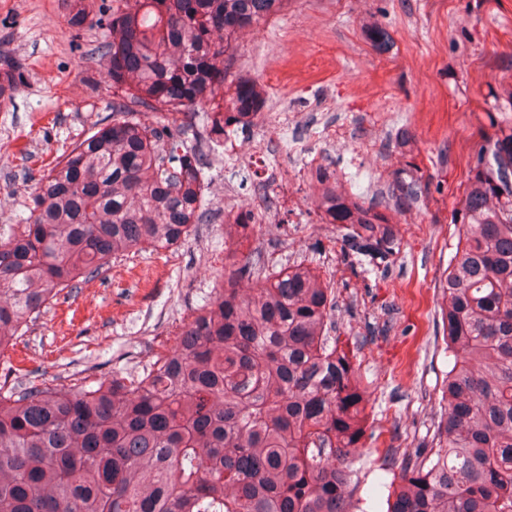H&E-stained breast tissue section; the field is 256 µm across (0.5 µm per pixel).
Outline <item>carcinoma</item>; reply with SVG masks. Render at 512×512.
Returning <instances> with one entry per match:
<instances>
[{"mask_svg": "<svg viewBox=\"0 0 512 512\" xmlns=\"http://www.w3.org/2000/svg\"><path fill=\"white\" fill-rule=\"evenodd\" d=\"M284 0H102L109 71L123 118L84 138L36 182L32 221L0 232V353L66 288L136 248L175 247L203 223L200 157L177 115L208 112L222 143L259 115L254 81H224L231 36ZM27 82L0 53V103ZM165 113L141 126L137 108ZM479 133L468 187L452 216L458 241L445 274L450 369L431 448L382 478L385 512H512V127ZM316 213L340 228L338 259L385 275L400 251L377 205L336 192L318 166ZM428 184L414 165L393 174L386 207L417 208ZM252 219L224 223L246 236ZM261 288L243 299V278ZM334 283L315 270L224 255L222 287L141 375L49 386L0 385V512H353L351 459L364 445L358 347L331 335Z\"/></svg>", "mask_w": 512, "mask_h": 512, "instance_id": "carcinoma-1", "label": "carcinoma"}]
</instances>
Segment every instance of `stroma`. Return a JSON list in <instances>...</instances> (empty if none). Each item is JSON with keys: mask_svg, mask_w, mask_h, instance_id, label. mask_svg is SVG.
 Here are the masks:
<instances>
[{"mask_svg": "<svg viewBox=\"0 0 512 512\" xmlns=\"http://www.w3.org/2000/svg\"><path fill=\"white\" fill-rule=\"evenodd\" d=\"M70 17L66 0H0V49L28 67L25 86L0 104V224L29 222L32 175L114 117L112 80L90 57L105 31ZM377 28L388 32L385 43L372 41ZM233 46L228 77L253 79L263 107L249 133L226 147L247 152L271 134L273 150L248 167L204 152L205 222L175 249L130 253L62 291L0 356V375L20 358L26 372L7 376L8 385L34 376L66 391L85 376L143 373L219 281L228 185L237 186L235 209L244 212L271 189L262 172L279 168L290 178L271 189L278 209L242 250L260 265L300 263L334 283L333 321L359 348L375 434L354 478L360 493H372L405 454L430 447L441 419L443 272L457 242L451 217L479 127L491 112L512 122L503 109L512 96V0H287L265 23L239 31ZM410 162L429 195L411 211L386 210L400 253L385 276L352 274L336 257L338 226L315 213V168L331 166L339 192L376 203ZM389 446L395 456H383Z\"/></svg>", "mask_w": 512, "mask_h": 512, "instance_id": "1", "label": "stroma"}]
</instances>
